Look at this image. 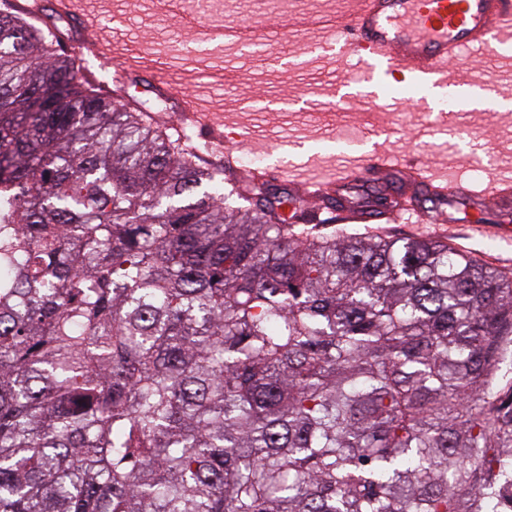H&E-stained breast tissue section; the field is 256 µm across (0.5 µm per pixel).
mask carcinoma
Returning a JSON list of instances; mask_svg holds the SVG:
<instances>
[{
    "label": "carcinoma",
    "mask_w": 512,
    "mask_h": 512,
    "mask_svg": "<svg viewBox=\"0 0 512 512\" xmlns=\"http://www.w3.org/2000/svg\"><path fill=\"white\" fill-rule=\"evenodd\" d=\"M0 15V512H492L512 278L296 232Z\"/></svg>",
    "instance_id": "carcinoma-1"
}]
</instances>
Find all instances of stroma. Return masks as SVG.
<instances>
[{"mask_svg":"<svg viewBox=\"0 0 512 512\" xmlns=\"http://www.w3.org/2000/svg\"><path fill=\"white\" fill-rule=\"evenodd\" d=\"M77 8L90 23L89 36L107 44L111 62L149 50L159 63L152 80H170L188 90L209 112L213 128L246 131L247 142L224 144L239 161L228 183L244 175L246 154L263 157L268 166L287 167L292 176H324L344 161L363 160L379 150L474 186L482 182L483 176L474 173L480 165L487 175L512 179V50L492 56L466 53L449 64L452 80L482 87L498 104L459 107L444 123L419 103L420 91L408 81L389 85L378 100H340L330 86L355 75L354 61L338 60L322 49L296 57L301 37L295 33L214 53L159 12L154 0H78ZM346 10L347 0H288L283 12L243 0H215L209 20L235 21L245 12L251 19L281 24L290 13ZM124 101L130 110L148 111L150 121L165 127L180 151L205 150L206 131L184 127L173 118L169 102L144 91L140 81L127 86ZM480 221L512 226V207L489 200L479 208L465 201L441 206L424 223L405 212L386 224L351 223L347 230L444 237L469 256L512 273V240L479 232Z\"/></svg>","mask_w":512,"mask_h":512,"instance_id":"1","label":"stroma"}]
</instances>
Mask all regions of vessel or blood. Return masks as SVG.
Listing matches in <instances>:
<instances>
[{
  "instance_id": "1",
  "label": "vessel or blood",
  "mask_w": 512,
  "mask_h": 512,
  "mask_svg": "<svg viewBox=\"0 0 512 512\" xmlns=\"http://www.w3.org/2000/svg\"><path fill=\"white\" fill-rule=\"evenodd\" d=\"M161 10L176 18L181 29L193 33L204 30L210 40L224 43L255 44L267 40L272 29L249 21L204 25L200 16L187 11L184 0H157ZM347 20L330 15L303 14L292 20L295 31L304 32L318 24L336 31L337 54L354 59L360 81L371 87L406 71L410 80L420 85H445L451 61L464 51L512 46V0H349ZM51 11L59 21L78 29L81 16L72 0H51L43 5L34 0L29 5L31 17L42 18ZM161 95L171 99L176 111L184 113L198 128H209L208 117L200 112L194 99L170 85L160 87ZM393 163L386 154L375 156L371 166L347 164L342 168L347 181L362 180L366 170L384 171ZM402 174L426 186L440 203L475 199L474 191L455 179L428 174L422 163H406ZM335 181H311L294 188L297 200L307 201L332 194Z\"/></svg>"
}]
</instances>
